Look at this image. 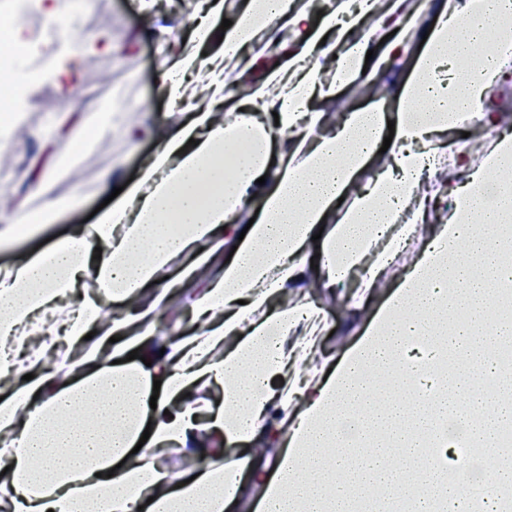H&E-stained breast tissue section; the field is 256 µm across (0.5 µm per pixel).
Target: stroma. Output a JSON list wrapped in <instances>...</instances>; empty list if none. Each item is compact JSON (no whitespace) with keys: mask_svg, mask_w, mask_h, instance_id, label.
Instances as JSON below:
<instances>
[{"mask_svg":"<svg viewBox=\"0 0 512 512\" xmlns=\"http://www.w3.org/2000/svg\"><path fill=\"white\" fill-rule=\"evenodd\" d=\"M164 30L148 26L143 20L138 0H99L94 14L73 7L63 14L69 30L99 26L111 30L113 36L133 33L137 43L133 49L107 53L86 51L79 55L75 76L69 80L45 78L32 87L36 102L24 112L18 122L0 136V202H8L11 211L18 207L37 208L40 196L30 188V167L34 158L58 138L56 115L72 101L85 99L86 107L76 109V118L92 116L93 103L114 98L122 109L110 137L95 142L74 162L52 176L46 185L53 197L77 198L78 206L57 223L47 225L40 235L20 240L14 247L0 250V266L15 262L21 256L37 251L44 240H58L72 226L87 223L89 215L113 191L112 184L102 176L113 167H120L124 177H137L141 166L155 150L150 135L152 129L166 127L174 105L156 82V67L161 46L169 44L170 33L191 39L189 17L196 0H166ZM412 60L400 61L384 81L358 82L340 90V108H356L372 104L396 107L403 79L408 76ZM10 213L0 215V225L9 223ZM345 313L334 305L328 311L329 329L319 339L322 352H341L357 341L365 323L357 321L344 328Z\"/></svg>","mask_w":512,"mask_h":512,"instance_id":"obj_1","label":"stroma"}]
</instances>
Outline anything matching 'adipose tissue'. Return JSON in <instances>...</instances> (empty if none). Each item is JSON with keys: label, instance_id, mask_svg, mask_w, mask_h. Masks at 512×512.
Returning a JSON list of instances; mask_svg holds the SVG:
<instances>
[{"label": "adipose tissue", "instance_id": "ef3b65f1", "mask_svg": "<svg viewBox=\"0 0 512 512\" xmlns=\"http://www.w3.org/2000/svg\"><path fill=\"white\" fill-rule=\"evenodd\" d=\"M219 9L198 0L193 47L156 72L171 100L200 75L208 93L155 135L139 179L95 223L0 267V512H228L246 481L260 512H385L389 495L404 512H512V451L496 446L512 370L495 355L512 346V182L496 179L512 169V130L489 95L512 74V0H328L320 13L246 0L212 53ZM424 16L396 110L335 124L313 110L383 77ZM284 28L291 43L271 59ZM79 51L62 39L49 69L0 83V132L29 108L28 81L72 73ZM230 58L248 95L224 78ZM114 109L63 155L110 135ZM474 124L493 135L478 162L458 136ZM49 175L37 170L44 201L0 226V248L70 209L45 196ZM415 240L417 259L388 279ZM312 274L349 320L383 298L337 357L318 348L326 308L294 296ZM177 295L194 325L158 340ZM488 377L497 390L478 392ZM464 407L485 418L450 436L448 411ZM458 445L488 454L481 507L448 477ZM174 449L197 466L172 473Z\"/></svg>", "mask_w": 512, "mask_h": 512}]
</instances>
